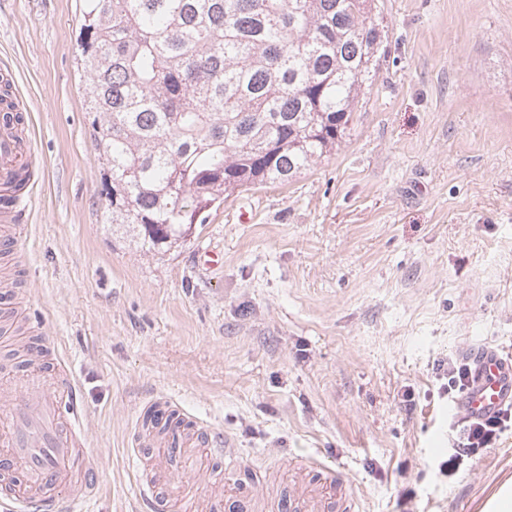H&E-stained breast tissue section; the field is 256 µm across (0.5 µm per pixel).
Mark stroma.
I'll return each mask as SVG.
<instances>
[{"label": "stroma", "instance_id": "1", "mask_svg": "<svg viewBox=\"0 0 512 512\" xmlns=\"http://www.w3.org/2000/svg\"><path fill=\"white\" fill-rule=\"evenodd\" d=\"M81 9L0 0V78L38 154L12 266L74 377L101 486L82 512H136L133 435L158 398L234 444L239 483L308 454L345 470L359 512H488L512 430L457 476L434 465L442 364L512 350V0H379L385 56L336 152L167 252L104 222Z\"/></svg>", "mask_w": 512, "mask_h": 512}]
</instances>
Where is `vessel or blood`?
I'll use <instances>...</instances> for the list:
<instances>
[{
  "label": "vessel or blood",
  "instance_id": "b4317fda",
  "mask_svg": "<svg viewBox=\"0 0 512 512\" xmlns=\"http://www.w3.org/2000/svg\"><path fill=\"white\" fill-rule=\"evenodd\" d=\"M32 149L24 125L0 120V223L17 221L14 192L18 172L31 163ZM26 362L0 365V512H77L100 493L88 463V435L82 426L71 374L64 366L48 367L35 347L24 350ZM474 381L456 401L466 417L491 416L512 406V357L480 347L470 350ZM148 449V471L138 481L137 501L145 512H236L235 495L210 494L203 468L206 457L220 456L226 469L240 467L238 452L223 434L179 428L159 443L140 435ZM192 460L190 469L173 468V458ZM287 469L309 479L311 491L276 500L283 512H358L349 478L299 456Z\"/></svg>",
  "mask_w": 512,
  "mask_h": 512
}]
</instances>
